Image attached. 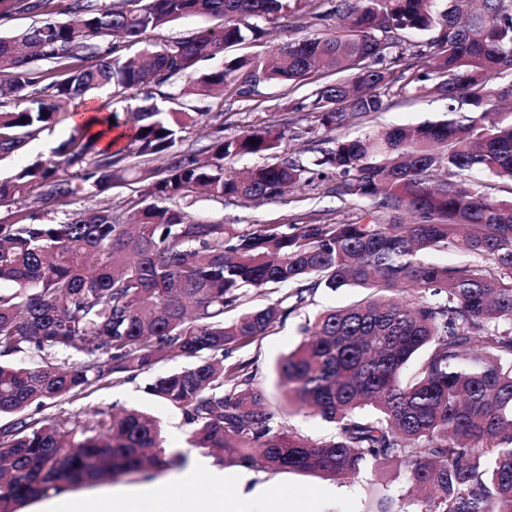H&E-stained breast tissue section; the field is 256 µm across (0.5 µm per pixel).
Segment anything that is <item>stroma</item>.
I'll return each mask as SVG.
<instances>
[{
	"instance_id": "35a3bbf8",
	"label": "stroma",
	"mask_w": 512,
	"mask_h": 512,
	"mask_svg": "<svg viewBox=\"0 0 512 512\" xmlns=\"http://www.w3.org/2000/svg\"><path fill=\"white\" fill-rule=\"evenodd\" d=\"M313 90L310 84L293 87L267 82L259 85L247 99L223 93L204 98L189 96L184 103L189 111L197 107L207 110L212 123L223 124L224 132L228 135L252 124L272 125L288 130L292 137L279 156L303 163L308 162L316 150L326 147L328 140L336 137L352 140L372 130L416 125L427 120H441L446 116L444 100L407 94L385 111L350 119L342 127L330 130L319 124L314 113L294 112L290 109L293 100L310 95ZM70 132L69 121H61L52 129L40 133L26 152L0 157V178L14 174L37 156H49L54 148L68 138ZM329 188V183L325 182L315 189H298L282 199L247 207L227 204L199 194L187 212L194 220L206 223L291 224L299 218L323 213L338 220L352 221L373 208L369 200H339L330 193ZM357 294L354 288L318 292L312 296L309 305L292 314L283 326L258 344L240 351V358L252 362L258 383L270 397L278 395L275 363L278 358L297 347L301 340L300 327L306 319L325 308L346 306ZM187 365V359H171L159 364L155 372L92 390L76 401L58 403L56 409L67 413H109L123 407H145L162 421L167 450L181 453L187 460H194L201 456L202 451L189 444L188 428L181 412L157 401L146 392V386L154 374L177 371ZM254 477L265 486L261 498L250 499L249 486L232 482L224 491L225 500L238 502L243 512H366L371 495L378 490L386 488L391 493L400 494L408 487L405 476L390 466L376 470L365 469L352 481L272 470L255 472Z\"/></svg>"
}]
</instances>
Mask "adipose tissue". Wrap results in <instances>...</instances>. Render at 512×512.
<instances>
[{"label": "adipose tissue", "mask_w": 512, "mask_h": 512, "mask_svg": "<svg viewBox=\"0 0 512 512\" xmlns=\"http://www.w3.org/2000/svg\"><path fill=\"white\" fill-rule=\"evenodd\" d=\"M206 474L205 486H198V474ZM223 470L207 464L194 465L174 474L170 480L173 499H164L148 491H134L112 496L84 498L57 497L48 505V512H203L202 494H209L212 512H224Z\"/></svg>", "instance_id": "adipose-tissue-1"}]
</instances>
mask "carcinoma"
<instances>
[{
	"instance_id": "carcinoma-1",
	"label": "carcinoma",
	"mask_w": 512,
	"mask_h": 512,
	"mask_svg": "<svg viewBox=\"0 0 512 512\" xmlns=\"http://www.w3.org/2000/svg\"><path fill=\"white\" fill-rule=\"evenodd\" d=\"M0 0V17L33 15L0 37V155L22 153L63 119L64 103L103 87L123 101L169 103L95 118L128 125L118 150L82 128L0 180V207L34 198L67 203L114 187L138 197L71 211L60 221L18 209L0 218V512L109 477L180 468L162 427L130 408L35 414L86 391L146 373L180 355L147 392L179 410L189 443L218 462L352 479L389 465L421 492L418 512H512V0ZM293 14L310 33L265 56L229 52ZM189 16L217 27L142 50L121 44ZM203 61L215 66L199 71ZM41 64L50 68L38 69ZM315 83L294 104L328 129L382 112L402 94L448 101L447 118L331 139L306 165L285 159L244 174L243 155L270 157L286 131L231 135L181 112L182 98L221 88L246 98L262 82ZM201 127L199 148L182 149ZM164 167L150 166L160 157ZM338 197L370 199L352 222L213 224L186 211L201 191L232 205L275 201L315 181ZM136 207L138 224H124ZM482 264L440 266L437 249ZM361 298L305 323L277 362L283 406L336 427L313 442L285 427L232 353L258 343L320 290ZM409 290L395 300L390 293ZM275 295L252 306L254 295ZM426 260L437 265H458L466 263H476L483 261L481 256L473 253L462 252L454 249L435 250L427 254Z\"/></svg>"
}]
</instances>
